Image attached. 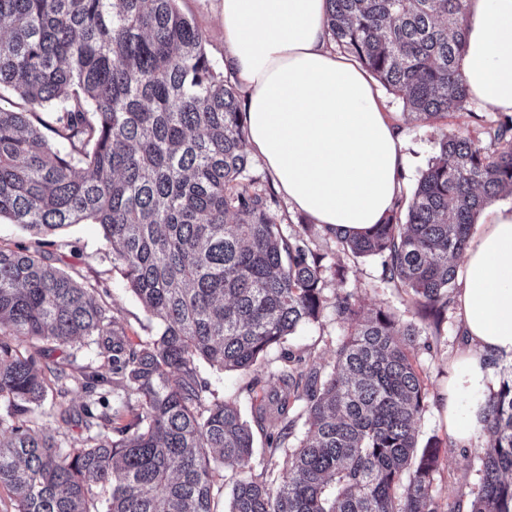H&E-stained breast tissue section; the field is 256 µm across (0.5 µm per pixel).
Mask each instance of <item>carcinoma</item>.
<instances>
[{"mask_svg":"<svg viewBox=\"0 0 512 512\" xmlns=\"http://www.w3.org/2000/svg\"><path fill=\"white\" fill-rule=\"evenodd\" d=\"M468 0H328L332 40L402 96L416 121L461 112ZM177 0H0V219L49 236L100 226L125 287L160 325L133 344L111 310L42 252L0 247V487L10 512H216L224 471L242 472L228 512H441L440 442L417 446L428 389L410 352L421 331L389 309L363 317L337 294L350 328L327 371L283 357L268 396L269 463L250 470L253 434L233 401H209L204 361L257 372L267 353L327 305L312 224L286 234L274 195L255 187L247 112ZM21 103H16L13 98ZM487 144L457 132L418 179L406 212L366 233L323 228L355 258H381L434 332L482 208L512 194V116ZM24 336L72 347L93 338L103 374L24 354ZM75 385L79 406L51 405L80 436L35 431L48 391ZM303 404L306 431L289 446ZM481 480L451 512H512V379L488 394Z\"/></svg>","mask_w":512,"mask_h":512,"instance_id":"carcinoma-1","label":"carcinoma"}]
</instances>
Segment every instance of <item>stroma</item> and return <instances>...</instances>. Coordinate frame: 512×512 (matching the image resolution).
Wrapping results in <instances>:
<instances>
[{"label":"stroma","instance_id":"stroma-1","mask_svg":"<svg viewBox=\"0 0 512 512\" xmlns=\"http://www.w3.org/2000/svg\"><path fill=\"white\" fill-rule=\"evenodd\" d=\"M181 11L192 18L208 36L205 45L208 56L216 63L224 61V43L221 36L219 0H179ZM384 112L399 127L405 165L399 194L407 201L417 179L436 155L443 134L463 132L472 139L484 140V131L499 117L490 105L472 102L470 112H457L443 119L418 122L405 113L400 95L377 87ZM315 242L324 254V294L334 298L336 293L354 295L363 312L389 309L402 321L419 323L416 308L409 302L404 290L394 288L381 279L379 258H353L335 241L316 235ZM53 264L62 268L85 286L97 288L109 306L112 315L122 324L131 342L156 338L159 325L150 319L141 303L125 288L123 277L112 264V255L106 247L98 225L75 224L55 236L48 247ZM343 268V277H336V268ZM346 324L339 321L333 307H326L318 323L299 327L283 343V350L303 356L309 355L321 365H329L341 340L348 334ZM429 347H417L412 359L419 367L430 394L428 407L418 424V442L426 444L436 439L441 443V467L434 483V494L441 512H452L459 492L476 488L481 476V444L473 442L462 446L448 433L441 396L448 387L451 365L463 347V334L456 307H449L448 321L439 335L429 338ZM199 376L208 385V398L235 399L242 415L253 422L257 407L265 394L278 388L271 368L261 370L258 378L236 371H220L207 363H200Z\"/></svg>","mask_w":512,"mask_h":512}]
</instances>
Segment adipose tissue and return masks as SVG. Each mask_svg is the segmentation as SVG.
<instances>
[{
	"label": "adipose tissue",
	"mask_w": 512,
	"mask_h": 512,
	"mask_svg": "<svg viewBox=\"0 0 512 512\" xmlns=\"http://www.w3.org/2000/svg\"><path fill=\"white\" fill-rule=\"evenodd\" d=\"M224 68L246 96L249 149L291 208L344 232L395 207L404 160L397 128L365 72L337 55L327 0H220ZM461 61L469 96L512 113V0H470ZM456 293L469 343L443 396L448 432L467 444L495 361L512 358V205L492 202Z\"/></svg>",
	"instance_id": "ef3b65f1"
}]
</instances>
